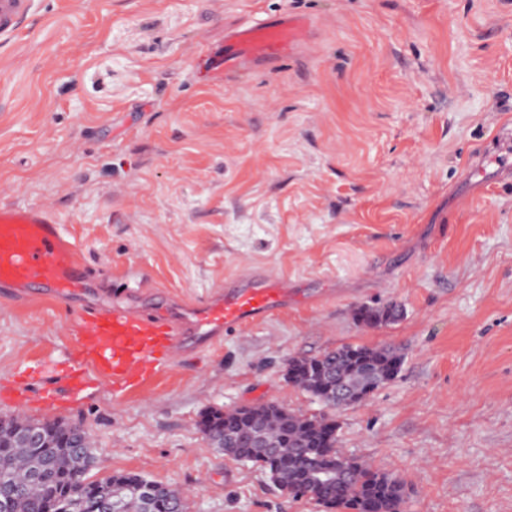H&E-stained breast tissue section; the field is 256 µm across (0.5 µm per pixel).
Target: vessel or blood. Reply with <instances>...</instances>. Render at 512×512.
I'll return each mask as SVG.
<instances>
[{"label":"vessel or blood","mask_w":512,"mask_h":512,"mask_svg":"<svg viewBox=\"0 0 512 512\" xmlns=\"http://www.w3.org/2000/svg\"><path fill=\"white\" fill-rule=\"evenodd\" d=\"M32 0H0V37L11 35L31 10ZM304 19L286 14L280 19L240 23L224 37L221 75L241 72L248 62L284 56L305 38ZM512 177V130L503 129L495 152L482 154L471 173ZM86 270L62 224L48 209L0 204V288L22 292L51 288L65 298L78 294ZM290 290L285 280L257 269L227 282L209 300L172 315L146 313L115 305L81 313L77 328L83 338L79 360L90 359L110 371L113 380L131 383L145 371L183 352L187 338L210 342L224 331L265 319L287 308Z\"/></svg>","instance_id":"b4317fda"}]
</instances>
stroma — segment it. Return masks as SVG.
<instances>
[{
  "mask_svg": "<svg viewBox=\"0 0 512 512\" xmlns=\"http://www.w3.org/2000/svg\"><path fill=\"white\" fill-rule=\"evenodd\" d=\"M308 40L217 81L224 33L283 13ZM512 123V0H34L0 41V203L58 216L94 279L0 288V416L82 425L91 479L134 472L189 512H326L215 451L204 413H320L289 359L397 348L337 411L339 446L402 479L403 512H512V179L468 167ZM255 264L296 305L113 387L73 392V322L150 312ZM395 303L394 323L357 322Z\"/></svg>",
  "mask_w": 512,
  "mask_h": 512,
  "instance_id": "stroma-1",
  "label": "stroma"
}]
</instances>
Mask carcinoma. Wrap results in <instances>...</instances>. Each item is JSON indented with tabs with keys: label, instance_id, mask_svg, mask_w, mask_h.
Masks as SVG:
<instances>
[{
	"label": "carcinoma",
	"instance_id": "1",
	"mask_svg": "<svg viewBox=\"0 0 512 512\" xmlns=\"http://www.w3.org/2000/svg\"><path fill=\"white\" fill-rule=\"evenodd\" d=\"M402 313L395 303L360 309L362 320L371 325L394 322ZM401 360L390 346L343 345L316 357L291 359L288 380L323 407L336 410L362 401L391 381ZM206 420L224 429L222 439L205 436L211 447L261 467L293 498L345 512H402L405 484L345 455L338 448V425L331 415L297 413L281 405L268 411L262 404L251 416L235 408L213 411ZM32 427L44 432L47 447L33 448L20 436ZM98 462L91 435L81 425L0 418V512H46L51 503L63 504L73 477L89 479ZM147 482L135 473L91 481V512H106L102 505L116 500L122 501L120 512H162L160 506L187 499L183 491L159 482L161 503L150 505L132 489Z\"/></svg>",
	"mask_w": 512,
	"mask_h": 512
}]
</instances>
